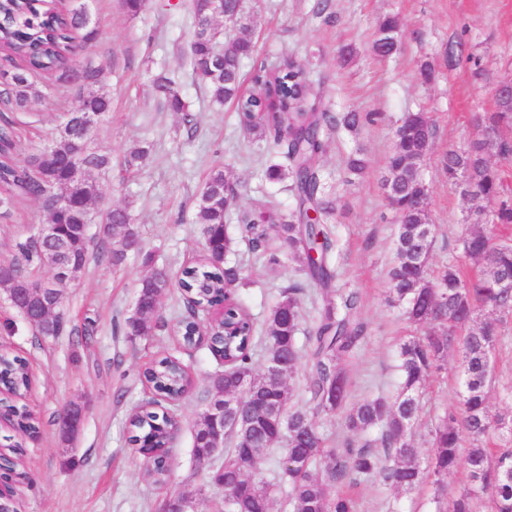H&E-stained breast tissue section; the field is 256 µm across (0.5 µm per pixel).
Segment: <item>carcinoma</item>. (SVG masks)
<instances>
[{
  "instance_id": "carcinoma-1",
  "label": "carcinoma",
  "mask_w": 512,
  "mask_h": 512,
  "mask_svg": "<svg viewBox=\"0 0 512 512\" xmlns=\"http://www.w3.org/2000/svg\"><path fill=\"white\" fill-rule=\"evenodd\" d=\"M224 15L235 18L236 26L224 29L218 43L194 29L189 45L192 70L215 101L236 106L246 131L285 158L284 165L268 166L266 177L290 180L295 197V207L288 212H269L262 216L264 224H241V239L251 251L263 252L272 265L279 264L281 248H288V259L303 279L282 290L261 320L230 289L241 275V267L228 259L238 244L227 229L235 197L227 190L224 170H212L195 207L194 223L203 237L202 260L184 268L181 277V287L201 302H226L228 325L227 334L215 337L224 371L212 377L205 407L194 422L193 455L209 468L207 485L198 490L195 501L200 508L211 509L213 487L224 492V512H272V493L285 486L288 512H358L351 489L376 477L404 491L433 481L438 487L435 512H512V413L493 415L488 405L497 391L512 398V386H499L497 375V353L507 339L504 324L512 316V294L498 288L501 281L512 280V198L505 195L498 169L491 163L493 156L512 158V139L502 135L503 127L512 126V98L498 99V111L479 116L481 135L467 147L448 148V181L481 204L468 211V228L456 253L435 270L429 261L437 227L431 223L429 195H420L426 186L422 167L412 161L415 151L429 149L435 126L422 111L400 118L380 184L389 193L388 206L398 221L388 304L402 310L410 331L399 343L395 400L368 397L348 407L349 382L342 362L358 350L367 326L349 317L359 303L358 292L336 286L338 244L328 225L335 213L333 185L317 158L336 129L352 131L371 122L374 114L320 108L304 92L309 84L306 71L292 60L271 71L260 64L253 74L256 90L244 92L243 64L256 54L252 38L243 35L250 28L244 0H224ZM397 26L393 16L381 21L371 44L373 54L387 57L397 50ZM97 33L80 0H0V86L7 104L25 107L39 94L34 78L42 73L61 85L81 78L80 103L69 111V120L46 150L19 161L11 132L0 128V209L28 198L40 200L49 188L70 198L72 205L50 220L60 225L70 246L77 278L90 259L84 248L86 212L101 198L95 174L112 166V156L86 149L74 162L79 170L74 180L55 156L70 152L69 121L77 113L111 109L109 96L100 88V69L78 63L79 51ZM151 90L170 111H184L183 97L170 78L156 77ZM105 214L109 228L98 233L96 253L117 266L131 251L129 241L139 240V231L126 209L109 208ZM18 250L26 266L51 268V247L32 239L19 243ZM311 283L318 286L312 293L305 288ZM172 284L167 272L141 279L135 314L125 322L130 341L154 335L159 328L157 308ZM308 304L316 313L310 326L305 325ZM65 325L58 307L39 333L58 336ZM452 353L457 357L456 402L429 429L431 454L423 462L415 447L421 395L430 376ZM261 354L264 362L258 369L255 358ZM303 357L306 398L295 402L288 381ZM143 376L153 397L131 415L129 441L144 457L147 476L164 484L171 471V431L182 428L170 405L184 398L194 381L174 356L152 362ZM0 382L25 395L30 388L25 360L4 358ZM236 394L242 403L224 411L220 432L210 407ZM255 401L262 402L266 412L256 414L255 427L245 433L234 421ZM337 412L355 433L340 448L326 442L318 424L320 415ZM376 430L381 453L368 439ZM216 435L224 452L218 465L206 454ZM275 448L279 454L274 458ZM460 470V486L442 484L444 477ZM338 483L347 489L336 488Z\"/></svg>"
}]
</instances>
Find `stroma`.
I'll use <instances>...</instances> for the list:
<instances>
[{
  "instance_id": "1",
  "label": "stroma",
  "mask_w": 512,
  "mask_h": 512,
  "mask_svg": "<svg viewBox=\"0 0 512 512\" xmlns=\"http://www.w3.org/2000/svg\"><path fill=\"white\" fill-rule=\"evenodd\" d=\"M256 56L267 67L291 58L309 73L313 92L339 112L375 113L374 122L328 139L318 163L336 186L332 229L339 240L340 283L355 289L361 304L352 320L368 334L345 363L351 398H395L398 342L408 326L385 301L394 263L396 225L380 177L395 145L397 119L426 112L436 132L424 165L429 211L438 231L431 258L440 266L465 229L469 198L448 180L443 158L449 147L479 135L476 114L497 111L492 85L512 80V0H251ZM98 28L79 60L100 69L112 109L95 128L90 146L112 155L110 169L97 174L103 207H124L141 238L138 250L120 265L91 259L76 282L63 285L62 311L70 327L59 336L36 337L34 328L0 295V345L28 358L33 385L29 408L41 419L37 436L22 437L0 425V447L22 443L25 454L16 485L19 512H157L166 493L195 496L206 481L192 454L191 430L203 407L212 375L222 363L207 345L180 351L174 337L157 335L128 341L115 327L134 310L140 280L156 269L180 271L201 256L203 238L193 222L198 191L212 167H223L238 189L237 213L258 216L259 202L272 196L283 209L294 197L289 181L269 182L265 170L274 157L265 142L239 124L233 104L215 102L195 78L188 60L194 28L190 0H145L143 11L128 15L122 0H87ZM398 20L399 50L375 56L371 44L386 16ZM461 44L456 59L448 46ZM352 51L340 65L343 51ZM431 73L422 76L421 64ZM175 81L186 102L172 112L150 93L157 75ZM39 97L22 109L0 105V125L11 123L15 156L23 159L53 140L61 116L78 105V86L39 77ZM149 147L134 169L124 160L131 149ZM362 152L367 168L345 183L347 158ZM48 215L41 201L24 199L0 214V263L17 259V244L37 233ZM243 268L237 296L255 316H263L282 289L299 281L288 258L269 265L265 255L239 245L234 257ZM96 321L95 341L78 344L76 328ZM181 352L196 388L178 406L182 432L171 450L167 487L147 481L142 457L127 442L132 410L147 401L143 366L163 352ZM456 363L447 360L423 395L424 413L416 444L428 457L427 432L456 398ZM82 410L78 431L69 433L53 417L64 408ZM435 487L398 492L371 478L361 483V512H434Z\"/></svg>"
}]
</instances>
